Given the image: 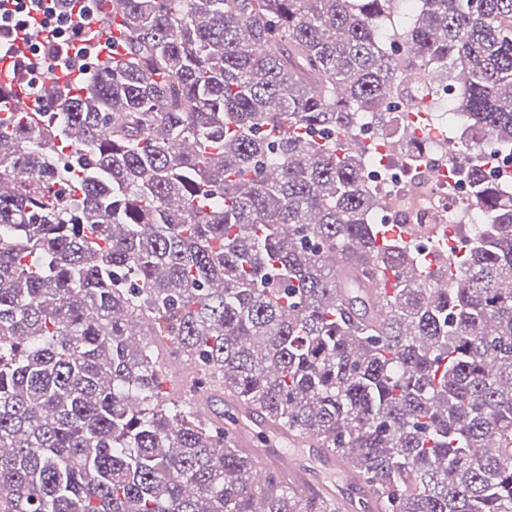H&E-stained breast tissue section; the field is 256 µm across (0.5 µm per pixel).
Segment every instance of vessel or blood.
<instances>
[{
  "label": "vessel or blood",
  "mask_w": 512,
  "mask_h": 512,
  "mask_svg": "<svg viewBox=\"0 0 512 512\" xmlns=\"http://www.w3.org/2000/svg\"><path fill=\"white\" fill-rule=\"evenodd\" d=\"M237 417L236 443L254 454L256 481L274 473L300 495L336 501L341 512H378L377 496L347 457L323 447L316 437L288 433L248 409H238Z\"/></svg>",
  "instance_id": "obj_1"
}]
</instances>
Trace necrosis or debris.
<instances>
[{
    "instance_id": "1",
    "label": "necrosis or debris",
    "mask_w": 512,
    "mask_h": 512,
    "mask_svg": "<svg viewBox=\"0 0 512 512\" xmlns=\"http://www.w3.org/2000/svg\"><path fill=\"white\" fill-rule=\"evenodd\" d=\"M456 95L453 84L437 88L426 100L425 131L408 138L409 153L430 160L429 168L415 169L396 157L373 170L379 191L395 202L384 214V222L427 224L434 220L447 225L449 236L457 239L484 223V216L466 207L465 173L476 158L456 151L460 129L449 126L447 112L449 101Z\"/></svg>"
}]
</instances>
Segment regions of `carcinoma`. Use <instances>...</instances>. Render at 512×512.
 <instances>
[{
	"mask_svg": "<svg viewBox=\"0 0 512 512\" xmlns=\"http://www.w3.org/2000/svg\"><path fill=\"white\" fill-rule=\"evenodd\" d=\"M57 112H0V512H339L163 402L145 336L347 456L380 512H512V192L460 249L377 243L348 146L407 76L512 155V0H118ZM389 283L371 300L367 289Z\"/></svg>",
	"mask_w": 512,
	"mask_h": 512,
	"instance_id": "cac0c4a2",
	"label": "carcinoma"
}]
</instances>
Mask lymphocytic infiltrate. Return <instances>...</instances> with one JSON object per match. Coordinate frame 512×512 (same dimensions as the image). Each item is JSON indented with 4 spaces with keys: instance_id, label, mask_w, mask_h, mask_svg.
<instances>
[{
    "instance_id": "f902f5d3",
    "label": "lymphocytic infiltrate",
    "mask_w": 512,
    "mask_h": 512,
    "mask_svg": "<svg viewBox=\"0 0 512 512\" xmlns=\"http://www.w3.org/2000/svg\"><path fill=\"white\" fill-rule=\"evenodd\" d=\"M97 0H0V62L17 83L16 104L42 111L90 72L100 48ZM62 79L48 86L45 69Z\"/></svg>"
}]
</instances>
